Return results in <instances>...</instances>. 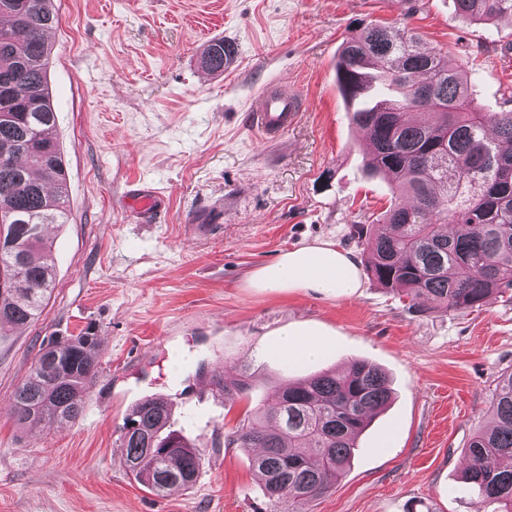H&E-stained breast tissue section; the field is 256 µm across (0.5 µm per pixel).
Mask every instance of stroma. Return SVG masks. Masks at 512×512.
Masks as SVG:
<instances>
[{"mask_svg": "<svg viewBox=\"0 0 512 512\" xmlns=\"http://www.w3.org/2000/svg\"><path fill=\"white\" fill-rule=\"evenodd\" d=\"M48 80L68 171L69 219L49 231L56 285L38 321L0 334V512H284L265 499L251 454L227 442L246 410L348 361L384 369L388 406L350 468L295 512H497L463 483L471 436L489 426L512 370V298L416 314L362 274L360 294H265L249 273L327 241L365 262L356 225L391 204L336 83L343 39L370 24L414 32L472 78L486 112L512 109V18L482 26L454 0H55ZM224 39L235 66L201 83L199 54ZM288 82L305 100L274 141L253 131L259 93ZM148 184L157 211L130 213ZM92 329L100 372L81 417L17 427L11 397L41 344ZM319 335L311 363L272 353L278 334ZM243 369L249 397L213 380ZM203 466L192 489L151 493L126 472L119 428L149 396ZM389 436L390 447L379 445Z\"/></svg>", "mask_w": 512, "mask_h": 512, "instance_id": "1", "label": "stroma"}]
</instances>
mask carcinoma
Returning a JSON list of instances; mask_svg holds the SVG:
<instances>
[{
    "label": "carcinoma",
    "instance_id": "1",
    "mask_svg": "<svg viewBox=\"0 0 512 512\" xmlns=\"http://www.w3.org/2000/svg\"><path fill=\"white\" fill-rule=\"evenodd\" d=\"M456 11L486 21L512 17V0H454ZM0 333L39 319L56 279L50 226L68 221L63 153L47 80V34L61 19L54 0H0ZM226 43L204 45L199 63L224 72ZM346 101L364 82L378 90L353 112L372 147L373 170L394 202L377 223L356 225L367 268L419 313L465 312L512 289V110L484 112L471 77L410 32L366 26L347 37L337 64ZM413 111L428 114L410 124ZM98 337L85 329L39 348L12 395L16 424L81 416L99 373ZM226 392L246 394L250 376L222 377ZM391 398L385 373L354 360L279 392L272 409L245 414L231 443L255 451L252 464L271 503L290 505L327 492L354 456L358 435ZM491 425L473 434L463 481L479 501L512 512V371L497 377ZM170 404L150 396L120 426L125 465L157 495L188 490L201 451L165 431Z\"/></svg>",
    "mask_w": 512,
    "mask_h": 512
}]
</instances>
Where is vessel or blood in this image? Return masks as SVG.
Listing matches in <instances>:
<instances>
[{
  "mask_svg": "<svg viewBox=\"0 0 512 512\" xmlns=\"http://www.w3.org/2000/svg\"><path fill=\"white\" fill-rule=\"evenodd\" d=\"M301 107L302 99L296 91L269 87L253 106L251 124L260 137H279L295 125Z\"/></svg>",
  "mask_w": 512,
  "mask_h": 512,
  "instance_id": "1",
  "label": "vessel or blood"
}]
</instances>
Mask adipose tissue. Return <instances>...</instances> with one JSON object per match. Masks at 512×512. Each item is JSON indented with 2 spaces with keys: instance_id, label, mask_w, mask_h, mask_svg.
Wrapping results in <instances>:
<instances>
[{
  "instance_id": "obj_1",
  "label": "adipose tissue",
  "mask_w": 512,
  "mask_h": 512,
  "mask_svg": "<svg viewBox=\"0 0 512 512\" xmlns=\"http://www.w3.org/2000/svg\"><path fill=\"white\" fill-rule=\"evenodd\" d=\"M248 285L264 293L312 289L333 298L359 294L362 282L354 257L333 243L316 242L282 253L255 269Z\"/></svg>"
}]
</instances>
